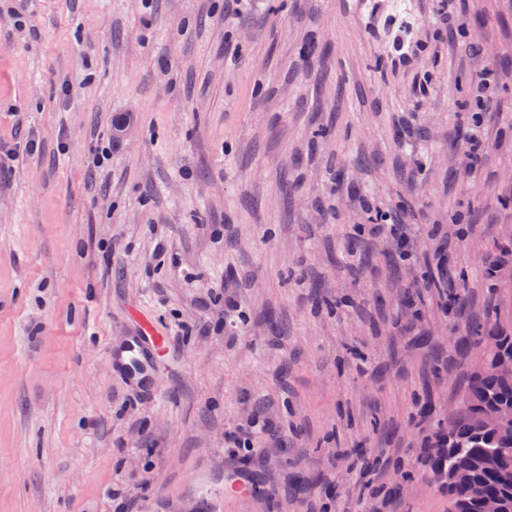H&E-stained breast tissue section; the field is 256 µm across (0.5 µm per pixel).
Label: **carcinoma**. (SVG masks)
Listing matches in <instances>:
<instances>
[{"instance_id":"carcinoma-1","label":"carcinoma","mask_w":512,"mask_h":512,"mask_svg":"<svg viewBox=\"0 0 512 512\" xmlns=\"http://www.w3.org/2000/svg\"><path fill=\"white\" fill-rule=\"evenodd\" d=\"M492 324L478 337H493L503 346L512 349V332L497 323ZM502 407H512V380H502L493 373L467 374L463 406L448 416L449 435H441L436 426L435 439L444 444L434 447L430 458L432 481L442 484V473L447 469L467 476L464 483L448 484V512H482L479 501L473 499L469 486L480 485L486 493L500 500L503 512H512V426L502 427L493 416ZM497 448H506L495 469L484 466V458Z\"/></svg>"}]
</instances>
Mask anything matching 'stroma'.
<instances>
[{
    "label": "stroma",
    "instance_id": "obj_1",
    "mask_svg": "<svg viewBox=\"0 0 512 512\" xmlns=\"http://www.w3.org/2000/svg\"><path fill=\"white\" fill-rule=\"evenodd\" d=\"M457 7L377 0L398 64L360 0H0V145L39 143L0 158V512H206L235 468L229 512H448L457 342L512 324V0ZM167 345L168 340L148 326L143 328V332L127 338L123 357H119L118 363L130 385L139 388L153 384L154 367Z\"/></svg>",
    "mask_w": 512,
    "mask_h": 512
}]
</instances>
